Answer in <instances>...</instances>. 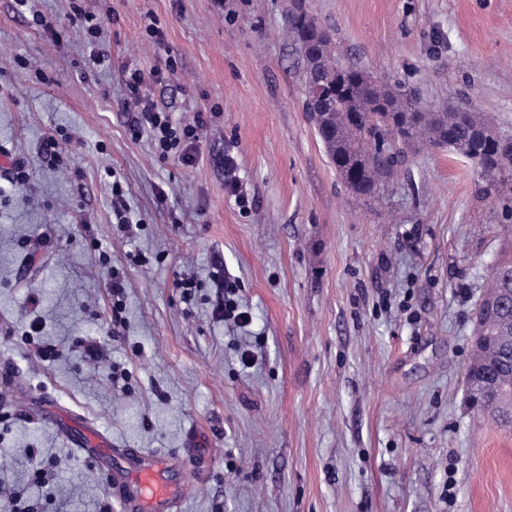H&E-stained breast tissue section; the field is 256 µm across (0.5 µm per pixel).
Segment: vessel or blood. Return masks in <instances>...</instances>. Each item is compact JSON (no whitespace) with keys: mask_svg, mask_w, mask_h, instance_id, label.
<instances>
[{"mask_svg":"<svg viewBox=\"0 0 512 512\" xmlns=\"http://www.w3.org/2000/svg\"><path fill=\"white\" fill-rule=\"evenodd\" d=\"M43 421L63 428L78 456L106 472L107 492L121 512H176L182 491L168 454L114 447L95 423L63 412L44 411Z\"/></svg>","mask_w":512,"mask_h":512,"instance_id":"1","label":"vessel or blood"}]
</instances>
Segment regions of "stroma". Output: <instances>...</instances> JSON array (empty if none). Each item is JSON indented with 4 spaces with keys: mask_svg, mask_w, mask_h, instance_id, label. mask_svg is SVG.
Listing matches in <instances>:
<instances>
[{
    "mask_svg": "<svg viewBox=\"0 0 512 512\" xmlns=\"http://www.w3.org/2000/svg\"><path fill=\"white\" fill-rule=\"evenodd\" d=\"M303 2L340 64L512 129V0ZM70 3L34 0L41 27L0 0V150L26 171L0 169V358L22 384L0 386V482L37 512L108 504L104 476L37 418L46 393L122 447L203 448L181 512H512V429L465 394L502 219L472 165L426 145L379 198L352 196L305 116L292 0H83L103 65ZM169 58L147 88L177 120L203 112L191 166L128 130L123 65ZM228 155L250 212L224 188ZM228 280L248 326L215 313ZM73 14L69 15L70 23L82 32L85 42L92 48L95 47L101 35V26L95 21L93 15L87 13L82 7L76 4L71 5Z\"/></svg>",
    "mask_w": 512,
    "mask_h": 512,
    "instance_id": "stroma-1",
    "label": "stroma"
}]
</instances>
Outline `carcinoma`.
I'll list each match as a JSON object with an SVG mask.
<instances>
[{
	"label": "carcinoma",
	"instance_id": "1",
	"mask_svg": "<svg viewBox=\"0 0 512 512\" xmlns=\"http://www.w3.org/2000/svg\"><path fill=\"white\" fill-rule=\"evenodd\" d=\"M289 37L304 61L305 112L314 125L341 181L355 195L380 194L389 180L407 168L409 151L429 144L446 147L471 163L482 180L481 192L493 198L507 223L476 308L478 358L468 373L470 401L490 418L512 424V134L478 112H424L415 90L378 82L360 67L325 69L336 60L327 32L294 6Z\"/></svg>",
	"mask_w": 512,
	"mask_h": 512
}]
</instances>
